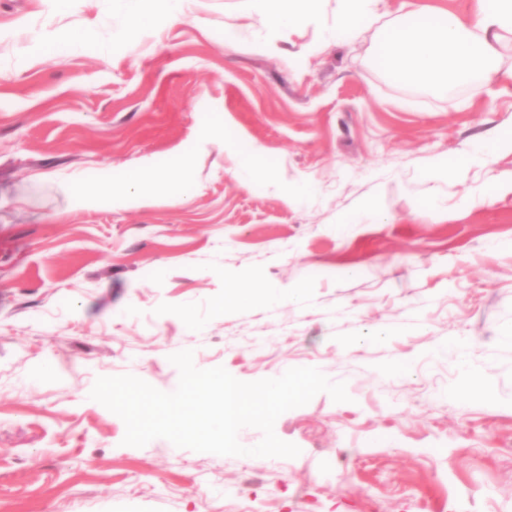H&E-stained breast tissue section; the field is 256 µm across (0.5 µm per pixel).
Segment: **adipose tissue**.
I'll return each mask as SVG.
<instances>
[{
	"instance_id": "ef3b65f1",
	"label": "adipose tissue",
	"mask_w": 512,
	"mask_h": 512,
	"mask_svg": "<svg viewBox=\"0 0 512 512\" xmlns=\"http://www.w3.org/2000/svg\"><path fill=\"white\" fill-rule=\"evenodd\" d=\"M130 31L150 24L155 15L169 23L181 22L187 0H153L152 10H145L144 0H123ZM379 0H336V23L329 36L340 42L358 39L379 18ZM326 0H258L264 21L274 33L289 29L298 18L319 15ZM423 23L400 22L384 35L380 63L392 77L403 84H422L438 94H447L449 86L469 87L482 93L494 84L512 82V69L499 65L497 45L504 34H512V0H476L470 19L464 20L444 11L429 14L420 7ZM73 201L92 207L109 198L120 205L140 201L156 188L149 172L137 181L122 186H93L80 178L69 181Z\"/></svg>"
}]
</instances>
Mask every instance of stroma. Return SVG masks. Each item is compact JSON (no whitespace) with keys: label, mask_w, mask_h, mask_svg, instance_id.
Returning <instances> with one entry per match:
<instances>
[{"label":"stroma","mask_w":512,"mask_h":512,"mask_svg":"<svg viewBox=\"0 0 512 512\" xmlns=\"http://www.w3.org/2000/svg\"><path fill=\"white\" fill-rule=\"evenodd\" d=\"M399 6L298 69L320 24L257 53L241 0L135 36L121 0H0V512H512V151L455 174L512 131V84L396 82ZM219 126L257 147L252 185ZM147 159L172 185L137 205L78 208L59 182ZM243 279L290 298L235 305ZM182 350L245 382L315 367L350 399L276 420L294 458L124 445L96 378L170 392ZM510 148L512 149V134L509 136L497 137L494 140L485 142L473 149L472 153H468L464 159L460 162V172H466L467 166L471 162H488L490 161L499 151Z\"/></svg>","instance_id":"obj_1"}]
</instances>
